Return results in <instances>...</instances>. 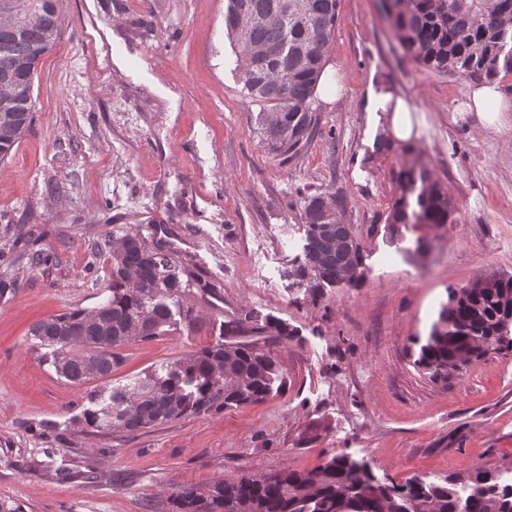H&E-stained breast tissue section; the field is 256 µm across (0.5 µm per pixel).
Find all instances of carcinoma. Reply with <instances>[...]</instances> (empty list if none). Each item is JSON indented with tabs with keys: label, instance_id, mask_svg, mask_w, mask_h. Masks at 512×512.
<instances>
[{
	"label": "carcinoma",
	"instance_id": "1",
	"mask_svg": "<svg viewBox=\"0 0 512 512\" xmlns=\"http://www.w3.org/2000/svg\"><path fill=\"white\" fill-rule=\"evenodd\" d=\"M405 53L440 74L494 81L512 75V0H388ZM339 0H228L224 27L236 57L241 92L259 107L257 130L269 153L286 164L312 140L320 123L318 85L328 64ZM8 12L32 22L0 21V85L20 87L0 96V159L34 120V80L40 60L59 36V0H0ZM288 130H283V127ZM400 194L388 224L432 227L448 223V193L430 169L401 164L393 172ZM345 198L316 193L300 201L307 227L304 259L291 271L296 285L315 299L326 285L355 286L362 274V246L341 221ZM111 295L96 309H72L36 323L31 334L53 349L57 372L74 384L105 378L121 362L118 349L164 335L178 314L187 327L199 316L185 304L190 289L216 291L193 264L133 229L113 235L109 246ZM486 288L449 289L418 366L446 378L448 369L489 350L512 354V276L491 278ZM77 329L63 338L65 329ZM289 335L269 318L244 314L228 335L252 341L221 342L182 357L164 373L151 372L134 385L109 392L84 412L86 427L100 432H137L182 417L219 412L263 400L280 380L276 362L256 337ZM374 478L346 454L306 471L224 479L188 488L169 499L171 512H512V484L475 468L467 483L414 476L404 484L365 488Z\"/></svg>",
	"mask_w": 512,
	"mask_h": 512
}]
</instances>
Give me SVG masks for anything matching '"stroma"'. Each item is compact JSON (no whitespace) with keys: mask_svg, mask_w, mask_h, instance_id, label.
<instances>
[{"mask_svg":"<svg viewBox=\"0 0 512 512\" xmlns=\"http://www.w3.org/2000/svg\"><path fill=\"white\" fill-rule=\"evenodd\" d=\"M227 0H60V34L38 66L35 121L0 161V499L24 512H157L185 488L306 471L329 456L365 462L382 483L512 477V357L489 352L433 378L416 359L448 291L512 276V126L481 124L473 81L407 56L380 0H340L328 68L338 91L293 161L268 153L224 32ZM118 43H99L102 26ZM394 85L419 135L410 153L370 88ZM393 149L379 152L377 142ZM424 164L454 206L425 242L386 216L392 170ZM346 199L364 255L354 287L318 299L295 287L306 227L295 203ZM134 228L217 286L192 291L198 327L121 348L105 378L74 385L31 327L109 295L112 232ZM49 265L14 261L25 247ZM252 312L281 384L263 401L135 433L95 434L88 396L223 341ZM228 328V336H271L276 333L277 336H288L289 332L287 327L282 326L270 318H265L263 322L257 317L250 314L232 321Z\"/></svg>","mask_w":512,"mask_h":512,"instance_id":"stroma-1","label":"stroma"}]
</instances>
